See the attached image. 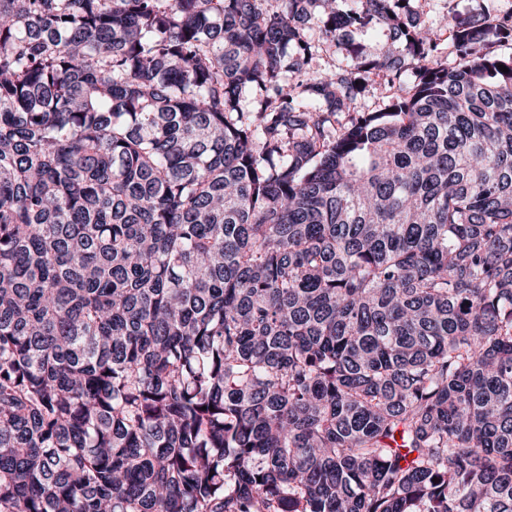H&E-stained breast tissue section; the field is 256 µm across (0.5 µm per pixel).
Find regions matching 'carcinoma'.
<instances>
[{"mask_svg": "<svg viewBox=\"0 0 512 512\" xmlns=\"http://www.w3.org/2000/svg\"><path fill=\"white\" fill-rule=\"evenodd\" d=\"M335 2L0 0V512H512V11ZM481 0H419L414 3L422 20L439 23L444 15L470 17L476 13Z\"/></svg>", "mask_w": 512, "mask_h": 512, "instance_id": "carcinoma-1", "label": "carcinoma"}]
</instances>
